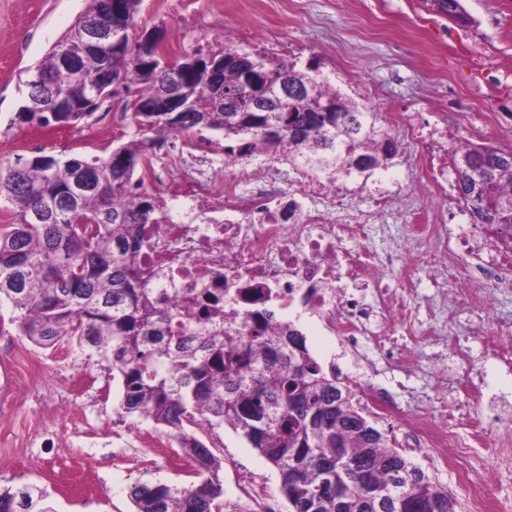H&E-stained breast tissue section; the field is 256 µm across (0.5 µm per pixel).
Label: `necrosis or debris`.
<instances>
[{
    "mask_svg": "<svg viewBox=\"0 0 512 512\" xmlns=\"http://www.w3.org/2000/svg\"><path fill=\"white\" fill-rule=\"evenodd\" d=\"M395 129L417 142L425 186L432 197H443L447 177L440 158L423 145L411 122ZM212 153L210 139L191 134L177 161L144 168L143 187L165 189L164 214L159 223L146 225L140 256L142 275L159 302L179 303L180 288L200 296L217 291L225 307L251 329L254 313L291 308L315 318L355 359L363 340L384 348L383 327L392 322L415 345L441 334L438 318L420 322L411 303L414 265L396 251L369 243L379 215L399 207L393 194L379 192L374 210L364 211L343 187L289 164L287 157L257 166L248 156L226 154L215 161ZM407 231L428 250L436 269H451L467 254L477 256L473 272L450 291L457 309L485 308L484 282L512 264V255L497 249L484 229L448 223L445 211L436 207L412 214ZM347 239L357 241V248H344ZM397 266L403 269L402 280L395 288L384 287L385 272ZM344 277L375 291L379 325H372L365 304L340 288ZM362 402L384 420H404L408 440L444 450L468 489L470 512H487L483 479L469 470L467 449L456 433L469 419L465 406L442 400L420 405L406 417L390 395L374 388L363 392Z\"/></svg>",
    "mask_w": 512,
    "mask_h": 512,
    "instance_id": "4bbe7bcc",
    "label": "necrosis or debris"
}]
</instances>
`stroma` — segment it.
Masks as SVG:
<instances>
[{
    "mask_svg": "<svg viewBox=\"0 0 512 512\" xmlns=\"http://www.w3.org/2000/svg\"><path fill=\"white\" fill-rule=\"evenodd\" d=\"M460 3L464 23L439 13L430 0H141L137 21L162 31L169 61L223 48L220 35L233 28L239 51H265L302 70L316 63L321 80L377 112L381 124L403 112L417 126L442 128L447 159L460 143H512V0ZM87 6L88 0H0V161L61 153L104 157L128 141L134 122L118 95L108 112L74 126L41 130L14 121L31 69ZM381 180L398 188L406 207L427 206L413 143L399 145L368 180L347 182L360 209H373L370 186ZM411 259L418 267L412 296L419 317L447 310L448 280L464 277L471 258H460L449 275L432 270L424 250ZM14 317L1 301L0 488L36 484L50 493L56 512H133L128 489L135 482H190L169 428L119 417V386L107 362L65 343L37 347L19 334ZM502 325L512 326V270L489 284L486 308L455 313L448 334L416 346L412 370L377 350L363 368L370 386L387 390L407 410L418 398L444 396L453 404L479 389L472 411L488 423L491 440H474L466 428L458 437L486 479L489 512H512V421L497 416L502 404L512 405V369L493 351ZM457 342L468 347V359L454 352ZM116 429L124 431L126 447L113 446ZM217 437L222 512H253L255 489L269 491L279 512H287L277 470L232 430ZM410 458L448 488L456 512H467L465 487L436 450L421 448Z\"/></svg>",
    "mask_w": 512,
    "mask_h": 512,
    "instance_id": "obj_1",
    "label": "stroma"
}]
</instances>
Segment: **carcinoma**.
I'll return each mask as SVG.
<instances>
[{"instance_id": "carcinoma-1", "label": "carcinoma", "mask_w": 512, "mask_h": 512, "mask_svg": "<svg viewBox=\"0 0 512 512\" xmlns=\"http://www.w3.org/2000/svg\"><path fill=\"white\" fill-rule=\"evenodd\" d=\"M124 56L90 50L79 27L61 39L36 69L53 77L58 94L91 97L73 73L92 78L114 71L122 88L153 105L132 114L136 132L106 157L39 154L0 164V199L13 222L0 232V300L9 301L20 335L41 348L73 341L105 360L120 384L117 411L173 431L192 469L188 485L134 483V512H221L220 460L212 452L216 429L229 427L280 475L288 512H456L439 481L412 462L360 404L358 390L325 370L304 334L282 322L244 333L224 325L220 299L191 320L162 308L146 288L138 264L142 225L154 224L158 197L140 191L135 173L148 152L169 136L220 132L249 137L242 149L280 148L311 170L336 179L384 167L396 152L377 113L345 97L296 63L240 53L231 43L211 53L225 63L195 69L201 51L170 65L152 66L129 50L137 35L141 0H118ZM268 79L259 95L241 85L251 62ZM288 73L304 88L286 104L296 125L277 140L278 78ZM181 87L184 112H171L165 86ZM91 112H31L22 124L71 126ZM470 170L458 167L460 158ZM512 148L467 143L453 150L458 200L470 215L498 227L512 245V166L487 186L481 169L495 168ZM0 512H54L34 484L0 488Z\"/></svg>"}]
</instances>
